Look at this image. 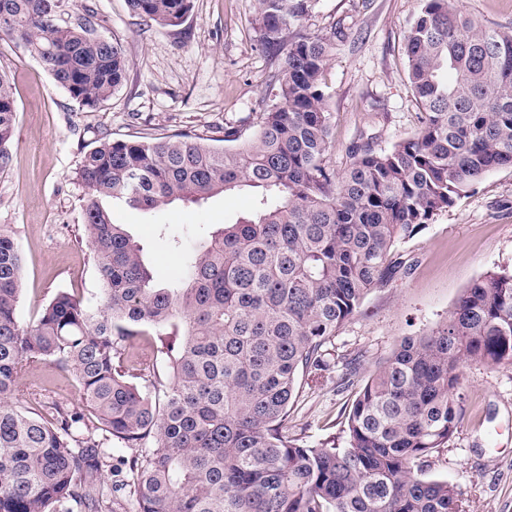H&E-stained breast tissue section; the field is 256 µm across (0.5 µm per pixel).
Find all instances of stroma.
Returning a JSON list of instances; mask_svg holds the SVG:
<instances>
[{"mask_svg": "<svg viewBox=\"0 0 512 512\" xmlns=\"http://www.w3.org/2000/svg\"><path fill=\"white\" fill-rule=\"evenodd\" d=\"M85 4L126 59L124 84L98 107H79L21 44L0 36V74L16 105L13 163L0 173V225L13 227L23 253L18 316L25 324L61 291L93 307L101 302L82 220L90 191L76 177L84 152L104 136L220 138L225 127L251 125L272 104L274 76L284 62L261 49L255 0H192L177 27L135 16L126 0H61L60 20L75 19ZM420 7L421 0H317L306 25L332 43L324 82L327 160L336 172L349 165L353 145L388 149L417 132L405 43ZM251 199L246 191L220 194L178 201L154 215L117 207L112 220L127 225L155 281L168 284L181 272L184 251L247 216ZM172 238L181 240L183 252L170 249ZM394 255L401 268L368 291L331 340L337 354L360 357L363 377L403 338L441 325L473 281L512 271V167L490 171L418 234L399 241ZM355 392L334 370L303 386L289 434L309 445L341 440ZM461 392L460 426L432 455L429 474L455 486L465 512H512V366H465ZM17 399L46 410L83 407L74 374L50 366L25 375Z\"/></svg>", "mask_w": 512, "mask_h": 512, "instance_id": "1", "label": "stroma"}]
</instances>
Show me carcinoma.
<instances>
[{
	"label": "carcinoma",
	"mask_w": 512,
	"mask_h": 512,
	"mask_svg": "<svg viewBox=\"0 0 512 512\" xmlns=\"http://www.w3.org/2000/svg\"><path fill=\"white\" fill-rule=\"evenodd\" d=\"M316 0H256L261 44L284 55L274 103L251 127L202 137L104 138L76 176L103 288L93 308L58 293L24 325L23 258L0 226V512H463L456 487L426 476L429 457L461 420L462 368L512 366V271L474 281L448 319L402 339L359 385L345 446L288 435L303 378L331 368L327 343L388 281L396 243L416 235L490 171L512 166V30L489 27L453 0H423L406 38L418 131L388 150L351 151L343 175L326 162L330 112L323 72L331 42L304 29ZM163 27L191 0H127ZM59 0H0L22 44L80 106L108 101L126 79L121 47L93 11L57 21ZM16 106L0 75V173L13 161ZM242 189L253 211L212 232L185 270L154 284L140 244L111 208L146 212ZM172 382L131 380L141 343ZM73 371L85 411L43 414L14 402L41 366ZM102 439L78 437L85 415ZM141 454L101 488L103 442Z\"/></svg>",
	"instance_id": "carcinoma-1"
}]
</instances>
